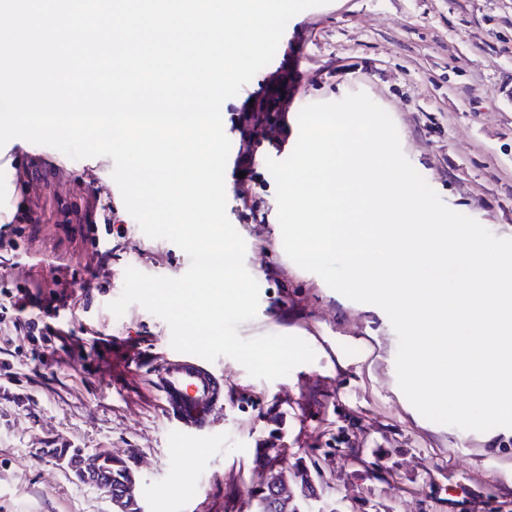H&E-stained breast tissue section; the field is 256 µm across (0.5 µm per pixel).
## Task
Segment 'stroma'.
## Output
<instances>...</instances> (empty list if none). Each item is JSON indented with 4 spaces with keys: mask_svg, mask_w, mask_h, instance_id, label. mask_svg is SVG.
I'll return each instance as SVG.
<instances>
[{
    "mask_svg": "<svg viewBox=\"0 0 512 512\" xmlns=\"http://www.w3.org/2000/svg\"><path fill=\"white\" fill-rule=\"evenodd\" d=\"M276 61L298 64L303 75L288 107L287 158L306 105L365 92L393 119L404 155L452 210L494 235L512 238V104L500 84L512 81V0H330L287 24ZM39 156L63 170L92 169L108 187L124 237L99 223L112 247L103 274L105 296H93L79 319L105 327L142 362L170 349L167 323L133 304L115 317L109 303L122 293L124 272L178 277L189 256L172 242L147 237L127 212L108 157L74 160L33 143L0 158V208L22 201L15 164ZM260 222L239 220L233 178H226V212L246 243L245 266L262 265L259 305L241 324V337L295 335L316 353L285 377H251L220 357L230 394L210 431L182 441L163 417L146 371L115 367L109 378L66 353L9 336L0 325V352L22 349L15 393L0 398V512H113L105 492L61 465L57 453L84 452L126 465L139 490L141 512H249L248 489L269 471L294 473L315 462L318 474L296 502L300 512H460L471 491L474 512L512 506V430H462L424 418L401 391L398 338L386 313L352 301L285 253L277 218L275 181L258 161ZM79 224H38L16 255L0 256V275L32 272L51 279L50 263L84 256ZM281 413L280 426L267 420ZM275 448L265 449L272 431ZM378 450L383 461L370 451ZM270 454L265 471L255 456Z\"/></svg>",
    "mask_w": 512,
    "mask_h": 512,
    "instance_id": "obj_1",
    "label": "stroma"
}]
</instances>
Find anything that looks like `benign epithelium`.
<instances>
[{
    "label": "benign epithelium",
    "instance_id": "7a95c632",
    "mask_svg": "<svg viewBox=\"0 0 512 512\" xmlns=\"http://www.w3.org/2000/svg\"><path fill=\"white\" fill-rule=\"evenodd\" d=\"M240 128L253 134V141L264 140L272 128L266 106L256 104L242 113ZM18 180L22 189V206L18 212L19 224H96L101 216V195L84 186L82 176L63 170L38 157H30L19 167ZM273 497L272 507L277 512H291L294 492L288 478L274 475L269 478Z\"/></svg>",
    "mask_w": 512,
    "mask_h": 512
}]
</instances>
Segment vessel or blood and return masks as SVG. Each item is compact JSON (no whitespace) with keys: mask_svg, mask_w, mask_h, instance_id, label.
Here are the masks:
<instances>
[{"mask_svg":"<svg viewBox=\"0 0 512 512\" xmlns=\"http://www.w3.org/2000/svg\"><path fill=\"white\" fill-rule=\"evenodd\" d=\"M151 384L168 421L185 434L208 429L224 411V377L198 356L160 353L151 371Z\"/></svg>","mask_w":512,"mask_h":512,"instance_id":"1","label":"vessel or blood"}]
</instances>
